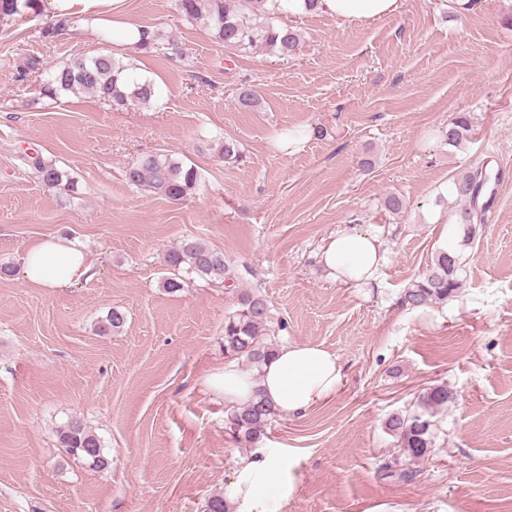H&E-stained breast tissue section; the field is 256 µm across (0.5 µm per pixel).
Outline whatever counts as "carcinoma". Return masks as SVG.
Returning a JSON list of instances; mask_svg holds the SVG:
<instances>
[{"label":"carcinoma","instance_id":"carcinoma-1","mask_svg":"<svg viewBox=\"0 0 512 512\" xmlns=\"http://www.w3.org/2000/svg\"><path fill=\"white\" fill-rule=\"evenodd\" d=\"M39 0H0V19L37 11ZM176 9L188 20L203 24L211 36L228 52H247L263 45L275 55L285 58L296 54L301 34L288 26L275 25L272 16L288 9L282 0H176ZM131 64L115 56L110 49L88 58L74 56L44 68V94L86 93L112 102L123 109L133 103L149 104L155 97V85L146 80L130 79ZM469 119L464 115L448 123V145L459 147L468 140ZM36 177L52 188L75 189L70 174L41 154L28 157ZM128 185L180 201L196 190L200 175L197 168L170 154L150 153L142 156L125 171ZM490 175L483 167L465 171L453 178L452 194L458 202L455 224L463 231V242L471 243L485 225L486 205L479 204ZM170 270L163 286L173 294L183 288L180 271L185 270L211 285L227 286L232 269L224 253L209 247L203 240L188 237L170 249L164 257ZM460 256L454 251H438L432 265L418 280L405 288L402 303L411 309H421L448 300L462 286ZM271 322L267 301L256 293L241 294L237 309L224 318V356L230 359L245 357L256 368L273 355L274 344L261 340ZM126 323L120 309H112L97 326L102 335L119 332ZM454 401L448 384L442 383L421 392L416 408L394 413L386 421L388 433L395 438L399 455L383 463L389 477L409 481L417 476L414 465L428 457L435 446L437 413ZM232 437L241 445L257 443L276 415L267 401L258 397L248 403L226 410ZM57 437L66 454L89 465L104 469L109 465L101 441L86 424L73 418L60 426Z\"/></svg>","mask_w":512,"mask_h":512}]
</instances>
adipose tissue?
<instances>
[{
  "label": "adipose tissue",
  "instance_id": "1",
  "mask_svg": "<svg viewBox=\"0 0 512 512\" xmlns=\"http://www.w3.org/2000/svg\"><path fill=\"white\" fill-rule=\"evenodd\" d=\"M123 0H47L54 21L81 12L85 27L110 30L113 43L129 53L151 39V28L128 21ZM401 0H319L317 10L348 22H364L397 13ZM319 260L336 282L362 287L374 283L386 262L378 235L356 228L342 230L322 248ZM92 265L86 252L73 241L45 237L35 242L23 257V275L31 284L56 289L90 276ZM343 381L340 358L321 346L292 343L280 347L261 367L260 375L225 364L210 384L236 405L261 393L278 414L295 416L317 403L331 399ZM297 478L292 452L287 448H258L240 461L224 496L238 504L240 512H274L280 501L294 495Z\"/></svg>",
  "mask_w": 512,
  "mask_h": 512
}]
</instances>
